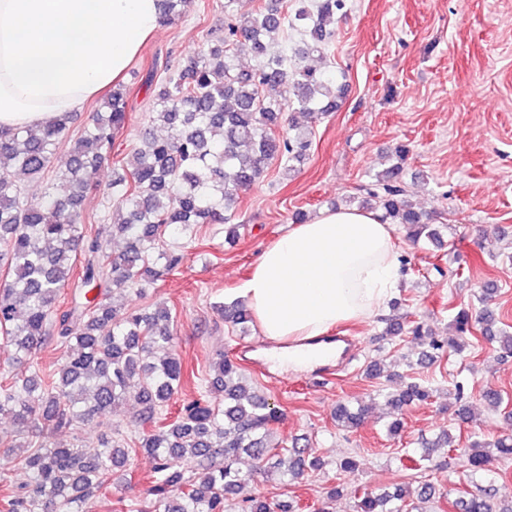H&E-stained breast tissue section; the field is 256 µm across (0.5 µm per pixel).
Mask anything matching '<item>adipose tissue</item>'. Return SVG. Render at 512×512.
Instances as JSON below:
<instances>
[{"instance_id":"1","label":"adipose tissue","mask_w":512,"mask_h":512,"mask_svg":"<svg viewBox=\"0 0 512 512\" xmlns=\"http://www.w3.org/2000/svg\"><path fill=\"white\" fill-rule=\"evenodd\" d=\"M164 0H0V131L45 124L119 82L162 26ZM401 278L390 224L326 210L266 248L243 295L279 370L336 355L325 335L370 316Z\"/></svg>"}]
</instances>
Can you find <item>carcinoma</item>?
Listing matches in <instances>:
<instances>
[{"label":"carcinoma","mask_w":512,"mask_h":512,"mask_svg":"<svg viewBox=\"0 0 512 512\" xmlns=\"http://www.w3.org/2000/svg\"><path fill=\"white\" fill-rule=\"evenodd\" d=\"M224 0V25L211 32L207 47L171 67L163 63L142 76L158 86L151 105V126L166 129L157 137L144 131L142 144L126 161L112 162V182L103 190L108 204L102 223L78 222L92 190L90 172L109 160L112 146L128 122V90L112 89L103 110L76 140L70 139V115L43 126L0 134V266L10 278L0 283V353L7 364L31 361L52 339L72 350L48 374L33 369L23 377L0 381V414L13 418L17 438L0 443V456L15 462L29 479L0 498V512H89L97 492L131 455L153 459L149 492L158 512H225L224 503L254 480L238 460L247 455L258 471H278L299 478L326 463L305 459L297 446L271 442L283 411L264 392L247 383L240 365L229 356L214 363L207 389L224 393V406L210 404L202 393L169 404L181 392L186 376L181 358L172 352L171 311L122 309L111 302L112 291L146 292L186 260L179 240L192 236L198 224H222L225 237L239 238L233 223L240 193L258 182L277 162L290 176L309 157L310 130L293 114L326 115L336 111L345 85L336 77L300 61L327 54L336 13L346 0ZM247 46L255 64L243 68L237 50ZM409 146L393 149L395 163L374 176L359 197L358 207L382 211L418 242L438 240L429 215L409 201L400 186ZM55 168L67 192L46 188L28 196L15 175L40 180ZM119 238L123 249L110 252ZM224 322L246 335L254 325L245 302L219 306ZM472 315L459 310L453 318L459 336L436 339L424 324L406 328L401 317L385 318L384 336L405 332L415 340L429 338L436 353L460 355L468 346ZM479 331L512 354V332L497 327L494 314L483 309ZM429 388L407 382L389 396L400 412L431 398ZM135 401L136 447L115 429L101 446H58L61 429L95 423L109 425L112 407ZM366 407L339 404L336 420L348 431L362 423ZM494 456H512V437L471 442L466 467L484 475ZM189 458L185 472L177 461ZM495 488L480 495L463 493L453 501L459 512H497ZM355 512H423L395 487L375 493L354 490ZM238 512H275L260 496H245Z\"/></svg>","instance_id":"obj_1"}]
</instances>
